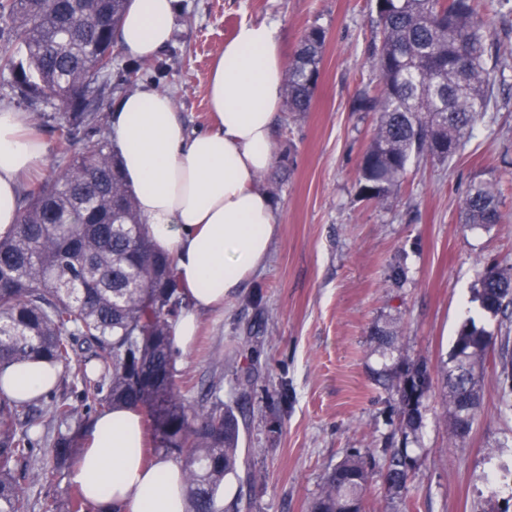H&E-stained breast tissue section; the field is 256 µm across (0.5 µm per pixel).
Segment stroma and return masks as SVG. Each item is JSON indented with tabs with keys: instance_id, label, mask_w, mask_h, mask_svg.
<instances>
[{
	"instance_id": "obj_1",
	"label": "stroma",
	"mask_w": 512,
	"mask_h": 512,
	"mask_svg": "<svg viewBox=\"0 0 512 512\" xmlns=\"http://www.w3.org/2000/svg\"><path fill=\"white\" fill-rule=\"evenodd\" d=\"M374 0H180L168 46L134 83L108 77L114 107L136 85L169 93L193 131L212 127L205 85L213 60L245 21H277L287 55L305 31L327 33L309 111H281L275 162L262 182L277 208L269 258L223 313L202 319L176 383L191 400L220 382L240 424V465L224 481V512H308L346 457L380 453L400 436L390 383L426 362L433 387L405 490L370 468L365 512H512V413L498 405V372L480 374L481 408L470 433L450 437L443 374L457 331L479 316L477 274L512 273V71L496 103L452 160L411 164L386 204L358 194V168L376 117L354 108L376 80L368 50ZM499 189L503 223L462 222L470 187ZM403 271L393 280L392 269Z\"/></svg>"
}]
</instances>
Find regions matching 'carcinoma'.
<instances>
[{"mask_svg":"<svg viewBox=\"0 0 512 512\" xmlns=\"http://www.w3.org/2000/svg\"><path fill=\"white\" fill-rule=\"evenodd\" d=\"M475 0H376L377 32L369 62L378 77L357 109L376 115L359 170V193L379 204L400 188L413 161L451 160L490 109L495 85L512 69L495 56L488 21ZM127 0H0V75L26 100L58 103L57 150L70 157L47 183L28 187L18 222L0 237V368L41 359L68 370L49 401H23L0 388V512H31L22 464L35 446L30 430L44 413L57 436L44 450L35 478L50 481L76 457L69 433L81 411L127 405L150 421V450L180 463L187 486L185 512H222L215 493L236 472L239 422L210 389L195 403L178 391L171 326L185 293L173 261L156 251L124 182L114 147L104 136L105 108L96 67L114 44ZM326 32L307 31L288 64L290 112L309 111L315 97ZM465 223L501 222L499 195L490 183L470 187ZM493 317L512 305V274L483 270L476 288ZM499 368V403L512 410V348L470 318L458 333L445 370L451 434L464 400L481 405L476 369ZM432 387L426 363L398 372L401 428L415 431L422 398ZM413 459L394 448L383 469L389 485L406 489ZM368 478L350 456L330 472L310 512H346L363 506Z\"/></svg>","mask_w":512,"mask_h":512,"instance_id":"1","label":"carcinoma"}]
</instances>
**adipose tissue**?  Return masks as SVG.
I'll list each match as a JSON object with an SVG mask.
<instances>
[{"label":"adipose tissue","instance_id":"ef3b65f1","mask_svg":"<svg viewBox=\"0 0 512 512\" xmlns=\"http://www.w3.org/2000/svg\"><path fill=\"white\" fill-rule=\"evenodd\" d=\"M178 0H131L118 40L124 54L149 60L168 44ZM287 57L270 22H244L217 56L206 82L213 128L192 132L171 96L144 86L114 106L110 137L123 176L155 247L174 261L191 300L172 342L187 350L202 314L224 305L260 268L278 231L261 178L274 163L272 131L284 93ZM48 163L26 113L0 108V234L19 217L20 177ZM59 367L42 360L6 366L0 380L21 400L55 387ZM144 416L117 406L97 415L70 471L95 512H185L176 462L146 461Z\"/></svg>","mask_w":512,"mask_h":512}]
</instances>
